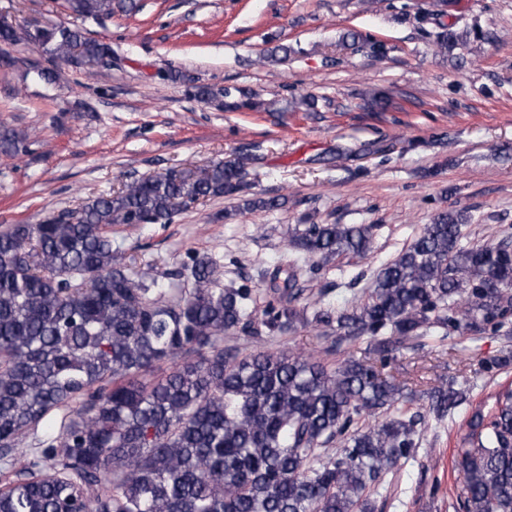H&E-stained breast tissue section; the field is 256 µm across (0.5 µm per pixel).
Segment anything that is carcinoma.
I'll use <instances>...</instances> for the list:
<instances>
[{
    "instance_id": "1",
    "label": "carcinoma",
    "mask_w": 512,
    "mask_h": 512,
    "mask_svg": "<svg viewBox=\"0 0 512 512\" xmlns=\"http://www.w3.org/2000/svg\"><path fill=\"white\" fill-rule=\"evenodd\" d=\"M76 18L131 13L136 0H65ZM38 46L52 64L110 56L79 26H0V51ZM199 101L250 108L230 88L192 85ZM25 130L0 131V153L28 151ZM248 158L128 182L38 224L0 225V512H373L367 490L413 456L423 416L388 374L405 342L440 332L498 334L512 325V239L471 246L463 218L440 213L373 278L368 295L312 322L336 323V345L368 356L332 366L286 351L242 355L224 336L253 322V290L221 286L209 257L147 279L127 268L112 226L168 224L201 199L246 188ZM279 198L243 200L272 210ZM377 224L295 228L274 266L260 327L299 318L302 283L369 250ZM188 277L192 288L175 282ZM441 421L462 392H428ZM374 422L357 426L361 416ZM36 447L19 470L20 438ZM337 445L330 454L328 447ZM456 467L461 512H512V387L466 421Z\"/></svg>"
}]
</instances>
